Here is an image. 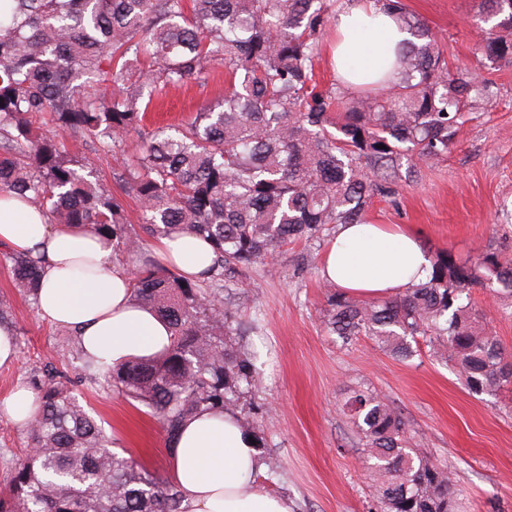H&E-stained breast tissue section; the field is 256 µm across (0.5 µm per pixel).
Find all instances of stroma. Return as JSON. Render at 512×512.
<instances>
[{"label": "stroma", "instance_id": "35a3bbf8", "mask_svg": "<svg viewBox=\"0 0 512 512\" xmlns=\"http://www.w3.org/2000/svg\"><path fill=\"white\" fill-rule=\"evenodd\" d=\"M403 2L439 37L450 69L477 73L489 97L470 109L447 157L418 163L415 176H400L394 195L373 198L367 219L410 230L432 258L491 250L512 259V66L483 65L479 0ZM228 84L218 67L205 81L167 90L149 109L147 129L191 119L200 105L222 98ZM326 247L294 242L224 281V304L249 324L246 341L257 354L259 388L242 395L238 414L253 420L264 485L292 500L294 512H373L369 465L342 413L349 395L366 388L401 412L416 447L448 464L464 512H512V393H472L422 339L406 360L367 336L342 344L324 323L328 290L320 265ZM0 301L13 311L19 346L14 364L0 369V398L14 386H29L48 363L77 375V363L62 355V329L39 316L1 263ZM470 302L512 352V300L475 287ZM78 398L101 418L114 452L167 475L170 458L156 418L103 383L81 386ZM28 442L26 430L0 418V484Z\"/></svg>", "mask_w": 512, "mask_h": 512}]
</instances>
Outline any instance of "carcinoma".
I'll use <instances>...</instances> for the list:
<instances>
[{
    "mask_svg": "<svg viewBox=\"0 0 512 512\" xmlns=\"http://www.w3.org/2000/svg\"><path fill=\"white\" fill-rule=\"evenodd\" d=\"M412 36L399 79L373 95L319 88L314 60L336 0H0V191L56 224H82L132 263L133 297L167 321L160 356L111 367L76 340L63 356L79 379L104 381L157 418L171 445L204 411H232L256 387L243 347L248 327L224 309V272L241 271L299 240H322L339 224H362L374 196L392 194L400 161L439 160L459 137L465 109L483 96L453 73L426 24L401 0H374ZM481 57L512 65V0H481ZM224 67V99L189 122L144 137L136 158L112 171L137 200L152 236L191 230L215 253L206 276L186 279L145 255L123 200L94 164L40 136L62 132L109 152L141 131L153 98ZM31 300L39 262L0 255ZM474 287L512 298V260L448 252L426 281L395 297L357 300L337 289L325 324L348 343L369 336L396 356L429 339L475 394L512 388V362L464 302ZM38 408L25 460L0 489V512H181L177 486L113 452L102 425L50 367L35 379ZM343 411L363 442L380 512H458L448 465L412 447L401 413L368 390Z\"/></svg>",
    "mask_w": 512,
    "mask_h": 512,
    "instance_id": "cac0c4a2",
    "label": "carcinoma"
}]
</instances>
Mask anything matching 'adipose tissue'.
<instances>
[{
  "label": "adipose tissue",
  "mask_w": 512,
  "mask_h": 512,
  "mask_svg": "<svg viewBox=\"0 0 512 512\" xmlns=\"http://www.w3.org/2000/svg\"><path fill=\"white\" fill-rule=\"evenodd\" d=\"M332 67L357 87L394 79L396 51L407 37L373 0H351L336 15ZM0 246L40 257V316L73 331L84 350L108 365L160 354L170 345L166 321L131 294L129 266L115 262L112 244L90 228L54 224L45 212L0 193ZM160 262L196 279L212 265V246L194 232L161 238ZM431 260L417 236L389 224L338 225L323 254L321 275L359 297L387 298L424 281ZM239 418L206 411L187 421L173 441L169 476L181 493V512H293L287 497L258 482L264 469Z\"/></svg>",
  "instance_id": "1"
}]
</instances>
